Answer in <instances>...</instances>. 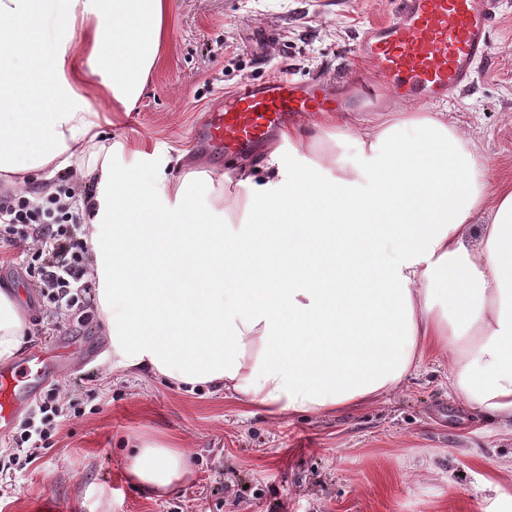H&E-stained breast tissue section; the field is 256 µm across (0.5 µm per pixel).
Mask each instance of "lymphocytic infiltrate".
I'll return each instance as SVG.
<instances>
[{
	"mask_svg": "<svg viewBox=\"0 0 512 512\" xmlns=\"http://www.w3.org/2000/svg\"><path fill=\"white\" fill-rule=\"evenodd\" d=\"M78 182L74 174L63 175L49 196L0 188V247L22 257L41 319L61 333L91 324L97 313L93 261L82 237L95 193ZM82 413V402L69 386L51 385L34 400L0 453L10 465L25 468L52 448L63 422Z\"/></svg>",
	"mask_w": 512,
	"mask_h": 512,
	"instance_id": "f902f5d3",
	"label": "lymphocytic infiltrate"
}]
</instances>
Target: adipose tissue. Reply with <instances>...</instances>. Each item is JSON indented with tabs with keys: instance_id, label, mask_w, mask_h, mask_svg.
<instances>
[{
	"instance_id": "adipose-tissue-1",
	"label": "adipose tissue",
	"mask_w": 512,
	"mask_h": 512,
	"mask_svg": "<svg viewBox=\"0 0 512 512\" xmlns=\"http://www.w3.org/2000/svg\"><path fill=\"white\" fill-rule=\"evenodd\" d=\"M167 11V0H0V172L21 187L47 168L96 178L87 243L120 365L280 416L377 401L434 354L448 360L449 395L512 434V182L490 179L444 113L384 112L356 130L321 112L317 126L356 133L365 166L308 183L274 153L265 182L240 172L245 193L224 222L198 212V172L174 206L137 215L75 62H106L104 86L128 108L161 61ZM25 336L0 293V359ZM126 475L160 495L194 472L184 449L142 440Z\"/></svg>"
}]
</instances>
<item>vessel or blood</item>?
I'll use <instances>...</instances> for the list:
<instances>
[{"label":"vessel or blood","instance_id":"obj_1","mask_svg":"<svg viewBox=\"0 0 512 512\" xmlns=\"http://www.w3.org/2000/svg\"><path fill=\"white\" fill-rule=\"evenodd\" d=\"M499 14L500 0H395L386 21L357 34L349 75L310 81L277 75L247 84L210 113L194 138L204 147L246 152L313 112H350L358 102L379 109L390 94L421 105L450 103L473 83L477 67L491 62ZM64 359L51 342L0 366V438L57 378Z\"/></svg>","mask_w":512,"mask_h":512}]
</instances>
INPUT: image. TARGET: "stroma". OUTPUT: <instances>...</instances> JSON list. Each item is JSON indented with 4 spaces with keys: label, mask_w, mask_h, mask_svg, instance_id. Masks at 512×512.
Listing matches in <instances>:
<instances>
[{
    "label": "stroma",
    "mask_w": 512,
    "mask_h": 512,
    "mask_svg": "<svg viewBox=\"0 0 512 512\" xmlns=\"http://www.w3.org/2000/svg\"><path fill=\"white\" fill-rule=\"evenodd\" d=\"M393 0H169L164 63L129 111L104 133L114 170L139 183L138 205L163 204L179 177L207 173L226 199L238 187V157L202 148L190 133L244 81L276 73L309 80L352 66L358 30L387 19ZM495 62L443 107L487 160L512 178V0H502ZM316 173L328 155L346 167L364 158L357 136L338 141L309 128ZM92 359L62 367L60 383L85 401L54 445L17 473L0 512H476L483 478L512 494V435L448 394V363L426 359L389 397L327 415L274 417L206 386L188 393L148 372L128 373L112 356L104 326L66 334ZM109 400L96 407L91 393ZM140 440L187 450L192 481L156 497L125 477Z\"/></svg>",
    "instance_id": "1"
}]
</instances>
